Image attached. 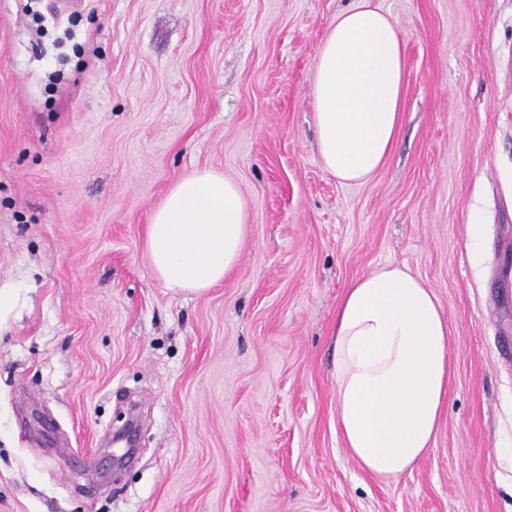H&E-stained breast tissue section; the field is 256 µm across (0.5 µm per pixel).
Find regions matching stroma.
Segmentation results:
<instances>
[{
    "label": "stroma",
    "instance_id": "stroma-1",
    "mask_svg": "<svg viewBox=\"0 0 512 512\" xmlns=\"http://www.w3.org/2000/svg\"><path fill=\"white\" fill-rule=\"evenodd\" d=\"M372 2L402 34L404 122L344 183L312 76L355 0H0V512H512V0ZM202 169L239 184L248 235L189 294L144 230ZM387 264L452 328L435 444L397 478L344 448L333 368L345 291ZM482 219L478 212L472 211L467 224L468 246L475 259H479L483 249Z\"/></svg>",
    "mask_w": 512,
    "mask_h": 512
}]
</instances>
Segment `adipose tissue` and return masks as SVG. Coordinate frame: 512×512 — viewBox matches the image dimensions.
Segmentation results:
<instances>
[{
	"label": "adipose tissue",
	"instance_id": "ef3b65f1",
	"mask_svg": "<svg viewBox=\"0 0 512 512\" xmlns=\"http://www.w3.org/2000/svg\"><path fill=\"white\" fill-rule=\"evenodd\" d=\"M399 29L369 0L337 13L312 78L318 152L342 182L387 162L403 121ZM238 183L213 170L178 180L153 210L145 247L166 287L201 294L237 265L248 233ZM451 327L431 288L384 265L347 288L336 313V426L371 474L396 477L431 449L448 400Z\"/></svg>",
	"mask_w": 512,
	"mask_h": 512
}]
</instances>
